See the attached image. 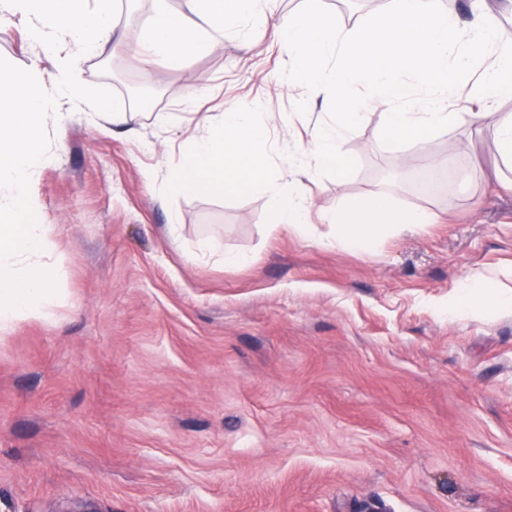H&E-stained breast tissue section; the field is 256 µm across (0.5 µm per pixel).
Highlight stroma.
Segmentation results:
<instances>
[{"instance_id": "stroma-1", "label": "stroma", "mask_w": 512, "mask_h": 512, "mask_svg": "<svg viewBox=\"0 0 512 512\" xmlns=\"http://www.w3.org/2000/svg\"><path fill=\"white\" fill-rule=\"evenodd\" d=\"M110 5L123 42L84 57L75 81L138 118L115 127L62 99L46 125L56 161L35 189L57 299L52 318L0 327V512H512V309L448 310L480 273L512 294V192L489 177L492 130L405 143L370 109L342 144L344 177L302 186L314 236L279 230L288 148L336 102L282 86L288 55L255 22L147 67L134 46L154 0ZM271 8L346 29L385 10ZM0 56L55 68L16 18L0 22ZM255 100L275 192H170L181 143ZM423 155L446 162L437 185ZM376 192L437 221L367 253L319 246L338 197Z\"/></svg>"}]
</instances>
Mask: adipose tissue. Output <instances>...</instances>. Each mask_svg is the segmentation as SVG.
<instances>
[{"mask_svg": "<svg viewBox=\"0 0 512 512\" xmlns=\"http://www.w3.org/2000/svg\"><path fill=\"white\" fill-rule=\"evenodd\" d=\"M209 31L193 27L156 0L135 50L146 64L173 65L209 53L217 35L240 30L250 21L270 29L287 50L290 66L284 78L291 87L329 94L339 105L333 118L317 124L306 145L288 154L289 178L320 170L343 171L339 143L354 132L372 107L385 110L388 137L405 142L424 139L438 128L461 124L494 129L497 152L512 165V112L500 109L512 99V38L505 37L487 0H470L466 17L448 13L441 0H390L380 17L356 28H339L327 13L302 11L281 21L268 14V0H195ZM25 21L27 36L39 50L56 59L50 83L56 98L65 99L113 124L126 125L137 114L112 108L109 100L87 99L74 80L77 61L105 51L112 40L109 0L89 11L83 0H0V19ZM423 94L406 104L407 79ZM260 104L234 108L208 120L205 133L193 143L170 174L174 189L221 194L230 189L265 194L274 188L267 159L259 145L266 136ZM309 200L300 192L280 194L277 225L306 235ZM426 211L391 203L372 194L358 202L337 200L335 231L320 237L321 245L371 251L381 236L404 226L433 223ZM492 279L477 276L461 283L457 307L473 303L508 309L512 295L495 292Z\"/></svg>", "mask_w": 512, "mask_h": 512, "instance_id": "1", "label": "adipose tissue"}]
</instances>
